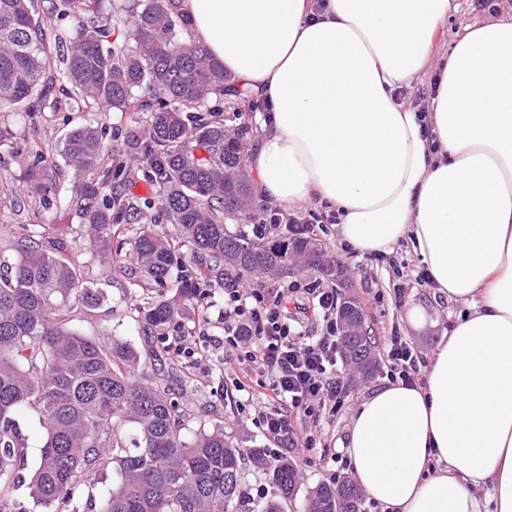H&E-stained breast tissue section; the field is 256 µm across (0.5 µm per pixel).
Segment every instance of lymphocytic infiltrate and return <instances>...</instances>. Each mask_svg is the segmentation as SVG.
Returning a JSON list of instances; mask_svg holds the SVG:
<instances>
[{"label":"lymphocytic infiltrate","mask_w":512,"mask_h":512,"mask_svg":"<svg viewBox=\"0 0 512 512\" xmlns=\"http://www.w3.org/2000/svg\"><path fill=\"white\" fill-rule=\"evenodd\" d=\"M270 215L272 224L260 225V233L279 223L291 233L312 235L318 224L335 220L310 209L274 207ZM297 289L293 284L269 288L261 282L243 288L238 276L227 275L221 345L234 351L240 375L263 389L266 407L257 419L265 433L283 447L303 451L304 466L318 467L334 457L330 449L318 448L317 437L324 424L347 412L351 378L343 363L335 288L317 281L301 288L321 324L320 334L311 337L290 324L288 299ZM382 361L403 383L419 381L422 363L402 337L386 340Z\"/></svg>","instance_id":"f902f5d3"}]
</instances>
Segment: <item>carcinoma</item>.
Wrapping results in <instances>:
<instances>
[{"instance_id":"carcinoma-1","label":"carcinoma","mask_w":512,"mask_h":512,"mask_svg":"<svg viewBox=\"0 0 512 512\" xmlns=\"http://www.w3.org/2000/svg\"><path fill=\"white\" fill-rule=\"evenodd\" d=\"M99 0H51L52 11L78 19L66 57L51 52L45 26L30 0H0V111L32 101L27 113L55 108L56 85L71 87L78 106L105 105L149 114L131 134L142 159L140 171L164 188L170 223L191 244L197 262L182 265L174 295L169 276L177 250L151 227L136 232L129 260L112 256V238L124 234L132 210L125 185L132 172L113 159L102 133L86 124L64 145L76 181L63 191L41 154L28 166V199L79 216L111 275L126 277L135 266V285L155 296L139 311L156 336L166 335L186 305L224 284V272L247 278L288 273L298 263L316 268L346 287L344 267L312 237L285 236L253 242L232 234L224 221L243 216L263 220L246 171L253 131L245 121L226 127L225 113L241 116L260 106L250 89L235 86L224 67L189 36L179 0H140L132 42L104 46L120 19L97 14ZM148 90L139 96L137 90ZM224 111L207 108L211 96ZM45 225H0V251L15 261L0 266V512H34L64 506L81 512L91 476L108 471L117 482L95 503L96 512H236L244 507L243 450L224 429L201 430L191 440L186 411L168 397L136 349L115 336L91 339L72 328L75 316L97 307L104 290L86 278L71 246L44 231ZM341 323L363 325L364 311L351 293L338 308ZM347 360L361 370L373 366L375 337L342 334ZM35 414L46 431L33 468L19 415ZM136 426V448L125 444V426ZM267 471L275 496L262 512H283L299 477L286 459L271 466L263 448L249 449ZM363 492L349 480L312 491L311 512H362Z\"/></svg>"}]
</instances>
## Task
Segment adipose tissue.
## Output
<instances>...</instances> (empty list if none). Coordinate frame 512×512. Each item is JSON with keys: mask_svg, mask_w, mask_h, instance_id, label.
<instances>
[{"mask_svg": "<svg viewBox=\"0 0 512 512\" xmlns=\"http://www.w3.org/2000/svg\"><path fill=\"white\" fill-rule=\"evenodd\" d=\"M451 0H182L190 36L269 110L256 197L318 199L365 253L410 241L466 302L427 383L387 384L344 444L382 512H512V20L435 55ZM433 70L428 108L397 100Z\"/></svg>", "mask_w": 512, "mask_h": 512, "instance_id": "1", "label": "adipose tissue"}]
</instances>
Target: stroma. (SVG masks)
<instances>
[{
  "label": "stroma",
  "instance_id": "35a3bbf8",
  "mask_svg": "<svg viewBox=\"0 0 512 512\" xmlns=\"http://www.w3.org/2000/svg\"><path fill=\"white\" fill-rule=\"evenodd\" d=\"M488 12L477 10L473 0H451L448 18L435 45L436 53L450 50L465 27L489 21ZM58 109L40 112L33 118L22 119L20 112H0V222L5 224H61L64 237L72 245L73 258L90 278L107 283V297L73 323L84 336L98 338L117 336L129 341L140 353L152 346L142 332L143 322L138 313L151 298L150 290L131 283H108V266L99 257L84 232L81 219L73 213L60 214L56 209L32 208L26 196L21 172L30 161L33 148H41L49 165L63 186L74 180L73 170L67 166L62 148L72 128L93 124L102 128L108 147L130 168L140 166L135 150L129 149L130 133L141 126L142 113L111 110L100 112L88 107H76L65 91H58ZM317 238L345 267L350 281V292L365 303L367 324L377 344H384L387 336H402L420 352L423 359H431L449 325L463 310L461 301L437 294L433 287L418 285L417 277L423 271L417 253L407 243L394 246L391 253L379 257L351 248L341 237L338 225L323 224ZM424 307L428 321L424 328H413L408 311ZM209 335L224 334V290L216 286L203 304L190 305L180 319L179 333L197 336L200 329ZM223 352L210 348L207 358L191 359L164 352L152 368L169 391L173 400L191 413L188 433L220 426L236 447L275 450L276 442L265 435L251 412L260 404L249 398L247 392L232 390V375L222 370ZM352 477L350 462L339 461L322 470L303 469L296 496L288 500L284 512H306L310 492L320 484H332Z\"/></svg>",
  "mask_w": 512,
  "mask_h": 512
}]
</instances>
